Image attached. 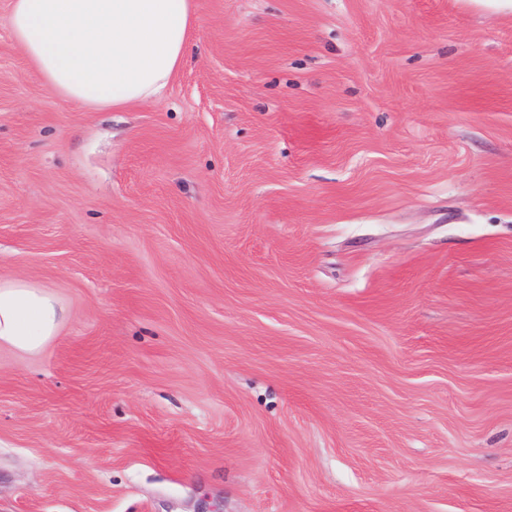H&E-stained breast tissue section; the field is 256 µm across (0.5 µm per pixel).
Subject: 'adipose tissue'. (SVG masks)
Masks as SVG:
<instances>
[{
	"mask_svg": "<svg viewBox=\"0 0 512 512\" xmlns=\"http://www.w3.org/2000/svg\"><path fill=\"white\" fill-rule=\"evenodd\" d=\"M194 0H10L12 37L48 91L123 108L161 93L195 24ZM62 308L44 288L0 281V343L39 349Z\"/></svg>",
	"mask_w": 512,
	"mask_h": 512,
	"instance_id": "ef3b65f1",
	"label": "adipose tissue"
}]
</instances>
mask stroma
Listing matches in <instances>:
<instances>
[{"label": "stroma", "mask_w": 512, "mask_h": 512, "mask_svg": "<svg viewBox=\"0 0 512 512\" xmlns=\"http://www.w3.org/2000/svg\"><path fill=\"white\" fill-rule=\"evenodd\" d=\"M158 97L0 0V512H512V15L196 0ZM61 317V306L44 288L23 279L0 281V343L35 351L56 336Z\"/></svg>", "instance_id": "1"}]
</instances>
